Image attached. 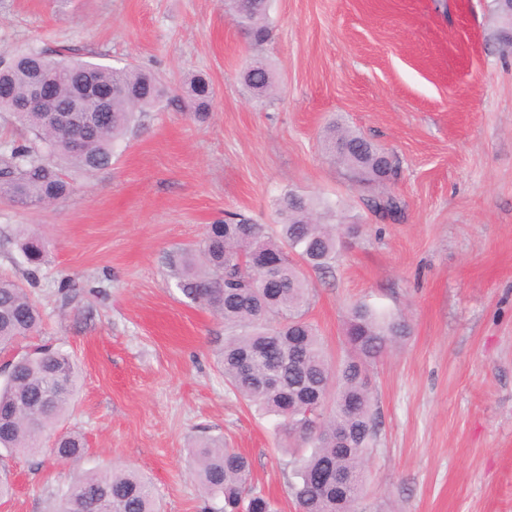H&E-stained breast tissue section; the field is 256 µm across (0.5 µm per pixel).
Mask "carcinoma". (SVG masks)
<instances>
[{
	"label": "carcinoma",
	"mask_w": 512,
	"mask_h": 512,
	"mask_svg": "<svg viewBox=\"0 0 512 512\" xmlns=\"http://www.w3.org/2000/svg\"><path fill=\"white\" fill-rule=\"evenodd\" d=\"M494 4L501 22L498 38L512 45L505 5L500 0ZM224 10L252 42L268 39L270 0H224ZM43 74L54 78L62 103L68 102L71 86L84 79L116 89L109 111L95 113L98 103L86 99L83 111L67 114L68 122L84 128L79 151L66 146L67 130L58 114L21 111L33 82ZM243 82L263 97L270 94L274 75L261 64L245 71ZM164 94L156 76L138 68L63 55L50 58L38 51L7 58L0 54V113L34 134L0 150V197L27 205L67 199L72 183L47 158H60L79 171L108 167L115 143ZM188 96L195 116H206L213 99L209 83L199 76L191 79ZM325 142L354 183H383L393 173L387 155L357 132L332 124ZM369 207L388 215L400 210L396 199L384 194L371 198ZM274 212V229L241 214L209 225L194 246L169 255L168 268L190 303L224 320L228 335L219 363L225 382L256 411L276 417L285 438L310 445L290 484L300 512H356L363 462L378 425L368 364L406 336L408 327L355 305L349 312L345 355L331 362L317 327L306 318L308 285L289 255L316 271L330 268L339 244L338 227L328 223L334 211L288 190L275 200ZM254 247L270 268H258ZM20 256L28 271H36L45 263L44 241L25 237ZM41 323V310L26 290L0 279V349L35 333ZM79 384L78 361L67 350L45 347L18 357L0 383V449L36 455L48 444L57 461H80L86 453L83 437L58 430ZM191 460L192 474L209 502L206 512H276L269 498L250 494V461L224 447V440L203 442L192 450ZM336 471L347 483L338 487L326 480ZM98 498L104 499L103 512H158L151 482L135 471L115 468L83 471L58 496L54 512H92L90 504Z\"/></svg>",
	"instance_id": "carcinoma-1"
}]
</instances>
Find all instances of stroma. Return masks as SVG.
I'll return each mask as SVG.
<instances>
[{
  "label": "stroma",
  "mask_w": 512,
  "mask_h": 512,
  "mask_svg": "<svg viewBox=\"0 0 512 512\" xmlns=\"http://www.w3.org/2000/svg\"><path fill=\"white\" fill-rule=\"evenodd\" d=\"M491 3L272 0L256 47L224 0H0V51L128 65L169 87L109 167L75 174L69 198L0 200V278L23 282L43 313L39 332L0 351V381L37 347L74 353L81 389L64 426L88 448L77 467L1 451L13 491L0 512H51L93 466L148 476L161 512H202L188 450L208 437L248 457L254 492L298 512L288 485L305 447L225 385L224 323L167 267L229 214L275 224L291 188L361 227L330 271L305 272L329 357L353 305L409 325L369 368L379 426L360 512H512V50ZM258 60L275 76L264 102L241 81ZM195 76L213 89L202 121L186 93ZM333 120L392 158L385 186L352 184L325 154ZM382 193L396 216L368 209ZM26 231L49 248L33 273Z\"/></svg>",
  "instance_id": "35a3bbf8"
}]
</instances>
